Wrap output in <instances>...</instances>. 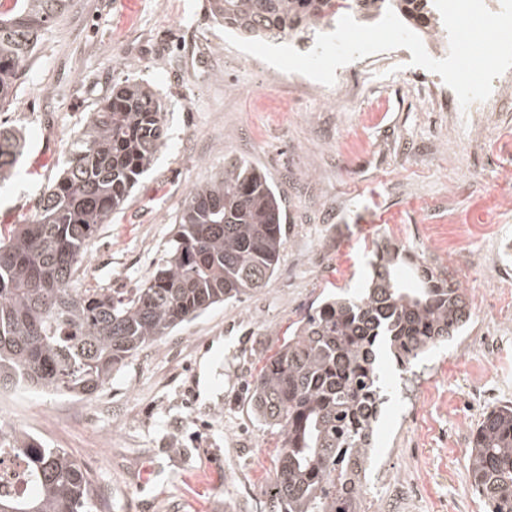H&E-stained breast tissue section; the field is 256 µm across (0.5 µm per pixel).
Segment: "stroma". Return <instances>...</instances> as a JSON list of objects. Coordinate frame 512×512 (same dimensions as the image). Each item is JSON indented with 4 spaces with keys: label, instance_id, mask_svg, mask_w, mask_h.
Listing matches in <instances>:
<instances>
[{
    "label": "stroma",
    "instance_id": "1",
    "mask_svg": "<svg viewBox=\"0 0 512 512\" xmlns=\"http://www.w3.org/2000/svg\"><path fill=\"white\" fill-rule=\"evenodd\" d=\"M411 58L400 48L353 61L319 97L233 47L208 0H70L43 34L0 109V127L26 138L0 186V229L31 218L91 113L126 80L162 99L167 140L90 243L79 287L141 284L189 189L225 159L262 170L288 214L263 288L139 350L93 396L5 387L25 431L87 469L103 499L92 512H269L280 436L253 416L249 383L321 296L364 284L383 240L446 268L482 309L409 372L379 358L389 389L371 467L394 481L422 474L415 512H486L467 454L485 409L512 402V100L489 118L428 108L439 76ZM431 236L459 265L430 250Z\"/></svg>",
    "mask_w": 512,
    "mask_h": 512
}]
</instances>
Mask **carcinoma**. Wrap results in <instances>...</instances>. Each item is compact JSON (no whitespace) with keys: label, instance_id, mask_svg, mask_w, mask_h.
Here are the masks:
<instances>
[{"label":"carcinoma","instance_id":"cac0c4a2","mask_svg":"<svg viewBox=\"0 0 512 512\" xmlns=\"http://www.w3.org/2000/svg\"><path fill=\"white\" fill-rule=\"evenodd\" d=\"M69 0H13L0 11V106L42 34ZM392 9L431 29L430 0H209L211 16L245 38L315 42L320 27L350 12L371 20ZM166 136L165 108L138 82L112 88L78 136L64 172L38 199L32 219L0 233V386L90 397L138 350L159 342L211 306L263 287L284 246L281 197L244 160L193 185L179 227L137 288H77L87 247L121 210ZM25 143L0 128V182ZM403 249L378 243L365 288L320 300L294 323L252 381L256 418L279 428L282 444L272 512H339L364 485L373 425L387 401L377 359L390 349L408 370L459 335L472 313L466 293L431 267L410 283ZM29 455L33 487L0 494V512H91L95 488L61 448L26 433L9 439ZM471 489L488 512H512V404L487 409L468 453Z\"/></svg>","mask_w":512,"mask_h":512}]
</instances>
